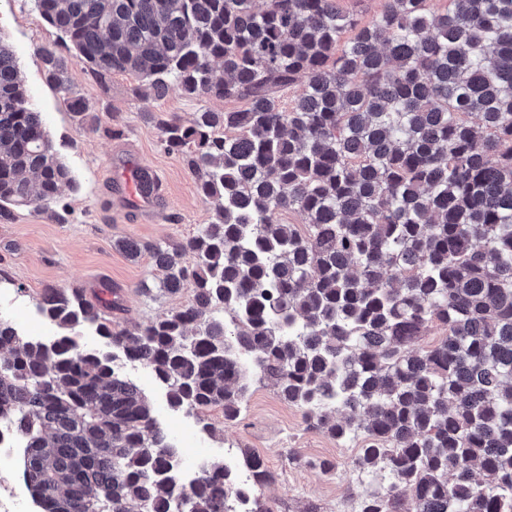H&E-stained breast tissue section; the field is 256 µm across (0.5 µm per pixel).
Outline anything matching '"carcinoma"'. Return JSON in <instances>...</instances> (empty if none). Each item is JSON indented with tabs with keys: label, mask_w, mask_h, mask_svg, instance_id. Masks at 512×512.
<instances>
[{
	"label": "carcinoma",
	"mask_w": 512,
	"mask_h": 512,
	"mask_svg": "<svg viewBox=\"0 0 512 512\" xmlns=\"http://www.w3.org/2000/svg\"><path fill=\"white\" fill-rule=\"evenodd\" d=\"M34 2L61 34L41 49L46 76L76 116L71 49L98 80L131 73L158 100L246 108L161 127L220 201L195 235L149 249L162 291L193 281L191 304L127 329L117 289L45 288L48 342L0 317V423L23 438L30 498L45 512H234L224 462L182 481L122 358L174 411L218 408L232 425L268 382L308 428L361 440L351 466L370 485L353 512H512V0H382L368 22L339 0ZM296 84L281 107L276 91ZM72 184L0 37V221L30 204L61 220L52 205ZM85 327L112 350L84 347ZM240 454L255 487L274 480Z\"/></svg>",
	"instance_id": "cac0c4a2"
}]
</instances>
